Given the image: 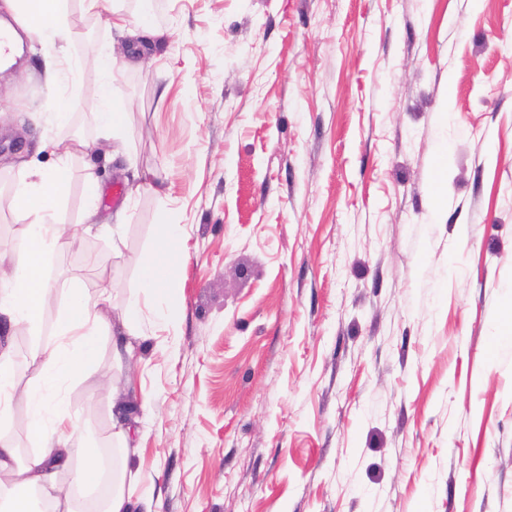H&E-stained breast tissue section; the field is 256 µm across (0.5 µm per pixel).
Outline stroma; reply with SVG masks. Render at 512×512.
Returning a JSON list of instances; mask_svg holds the SVG:
<instances>
[{
	"instance_id": "stroma-1",
	"label": "stroma",
	"mask_w": 512,
	"mask_h": 512,
	"mask_svg": "<svg viewBox=\"0 0 512 512\" xmlns=\"http://www.w3.org/2000/svg\"><path fill=\"white\" fill-rule=\"evenodd\" d=\"M116 11L158 33L112 82L118 142L90 64ZM69 24L83 66L58 89L37 43L0 70V247L22 238V163L61 139L90 149L54 269L111 283L107 325L161 222L188 230L133 358L103 334L67 389L97 461L141 471L157 512H512V0H105ZM89 165L121 240L84 230ZM18 374L0 433L27 457L38 370ZM136 393L123 451L112 401Z\"/></svg>"
}]
</instances>
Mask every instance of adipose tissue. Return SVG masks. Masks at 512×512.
<instances>
[{
  "instance_id": "ef3b65f1",
  "label": "adipose tissue",
  "mask_w": 512,
  "mask_h": 512,
  "mask_svg": "<svg viewBox=\"0 0 512 512\" xmlns=\"http://www.w3.org/2000/svg\"><path fill=\"white\" fill-rule=\"evenodd\" d=\"M70 0H0V23L9 26L10 36L25 34L31 40L49 46L43 60L44 77L55 85L62 66L72 65L68 47L75 38L68 25ZM103 91L94 106L99 128L119 134L121 113L112 111L107 91L117 70L113 55L94 60ZM59 163L47 170L27 163L22 177L15 182L11 200L13 209L26 222L22 245L0 254V331L6 337L23 332L37 337L30 353L38 367V380L26 390L30 436L35 453L22 457L6 436L0 435V512H41L50 504L52 512H77L76 492L108 483L102 512H132L141 481L139 475L123 473L106 477L102 466L89 463V445L73 419L64 393V384L82 378L97 363L99 337L104 326L102 310L111 302L109 284L95 291L70 287L55 289L47 276L53 256L75 239L65 225L56 220V207L68 184V162L83 153V141H59ZM185 230L180 224L162 225L150 256L141 265V285L120 314L123 334L112 338V360L120 363L133 352L128 341L142 320L146 301L161 302L181 285L189 255L185 249ZM62 306L53 322L50 339L41 340L43 311L54 296ZM67 469L72 487L47 491L50 469Z\"/></svg>"
}]
</instances>
